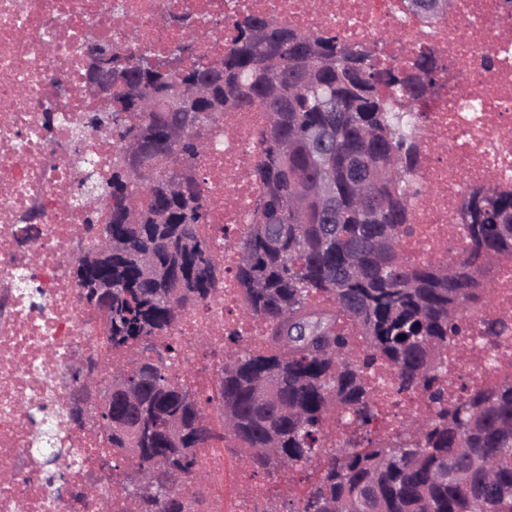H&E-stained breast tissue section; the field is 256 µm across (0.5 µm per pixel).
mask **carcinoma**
Returning <instances> with one entry per match:
<instances>
[{"label": "carcinoma", "mask_w": 512, "mask_h": 512, "mask_svg": "<svg viewBox=\"0 0 512 512\" xmlns=\"http://www.w3.org/2000/svg\"><path fill=\"white\" fill-rule=\"evenodd\" d=\"M218 65L176 73L156 55L125 56L112 43L122 107L86 115L111 127L136 160L112 161L108 177L87 170L80 193L112 209L98 240L73 258L82 290L112 278V429L96 424L104 464L126 457L143 482L123 475L133 512H207L200 450L218 432L244 445L245 466L269 474L313 458L319 468L288 491V512H512V379L460 390L444 400V354L465 320L492 296L495 263L512 258V195L476 190L466 212L462 256L435 266L408 259L410 199L417 170L415 106L434 90V53L409 69L382 67L371 47L338 34H305L271 19L242 16ZM269 115L254 178L263 186L253 224L236 243L242 315L266 324L263 347L231 333L217 389L206 394L171 373L178 356L158 344L182 309L207 303L221 287V262L200 228L209 212L196 175L179 190L167 171L209 149L207 129L225 110ZM171 126L186 128L169 141ZM335 185L325 209L317 183ZM509 329L482 322L486 345ZM390 366L397 393L432 407L409 417L392 439L370 436L377 419L367 372ZM353 427L329 444L326 422ZM194 484L184 488V479Z\"/></svg>", "instance_id": "obj_1"}]
</instances>
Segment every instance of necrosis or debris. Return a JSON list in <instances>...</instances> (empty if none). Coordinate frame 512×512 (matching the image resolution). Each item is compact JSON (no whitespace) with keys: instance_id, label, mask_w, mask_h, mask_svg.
Masks as SVG:
<instances>
[{"instance_id":"1","label":"necrosis or debris","mask_w":512,"mask_h":512,"mask_svg":"<svg viewBox=\"0 0 512 512\" xmlns=\"http://www.w3.org/2000/svg\"><path fill=\"white\" fill-rule=\"evenodd\" d=\"M192 15L194 33L170 24ZM263 16L303 33H333L369 45L380 64L410 65L434 52L443 69L420 114L411 235L403 250L432 264L444 262L465 240L470 193L490 189L512 195V0H452L448 14L425 19L403 0H0V512H128L121 483L99 461L93 420L66 421L75 391L70 369L104 353L107 335L82 301L69 261L89 241L88 219L103 223L99 203L61 206L87 166L107 174L122 142L110 130L90 137L86 110L98 99L88 90L82 62L88 48L110 40L115 49L150 48L166 56L191 40L192 57L223 56L236 16ZM56 120L47 123V112ZM267 114L259 107L228 111L210 128L211 149L194 162L210 210L204 228L224 268V286L204 305L185 309L167 334L178 344L175 374L209 388L200 361L221 350L227 333L259 345L264 323L242 315L235 279L236 240L253 219L260 193L252 171ZM38 210L35 226L21 218ZM493 297L467 320L464 351L479 348L482 320L512 319V259L494 272ZM492 364L470 367L462 355L447 363L444 394L512 373V330ZM380 435L428 400L395 396L392 369L371 372ZM224 439L201 454L209 512H265L270 494L238 469ZM70 492L59 493L45 468L49 449Z\"/></svg>"}]
</instances>
